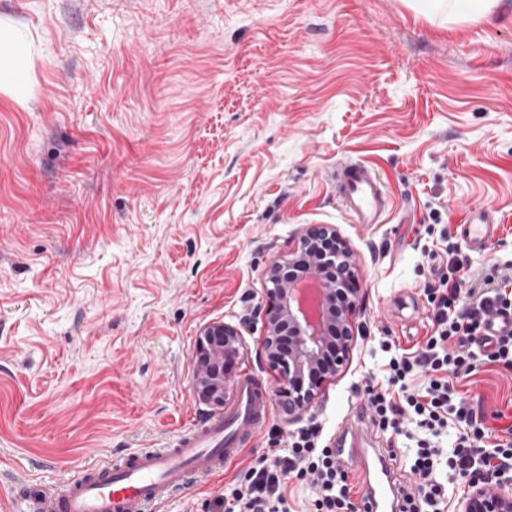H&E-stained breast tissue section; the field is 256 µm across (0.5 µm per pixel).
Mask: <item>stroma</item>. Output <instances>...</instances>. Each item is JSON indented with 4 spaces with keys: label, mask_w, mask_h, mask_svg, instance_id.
Returning <instances> with one entry per match:
<instances>
[{
    "label": "stroma",
    "mask_w": 512,
    "mask_h": 512,
    "mask_svg": "<svg viewBox=\"0 0 512 512\" xmlns=\"http://www.w3.org/2000/svg\"><path fill=\"white\" fill-rule=\"evenodd\" d=\"M0 512L93 463L168 447L224 414L193 389L214 321L244 336L236 378L274 388L257 350L267 270L311 224L356 254L364 304L352 360L300 420L272 410L227 469L150 512H224V486L290 433L332 445L382 384L379 340L429 329L423 291L448 232L495 210L473 280L512 261V0L487 19L405 0H0ZM373 167L379 224L337 204V162ZM511 424L512 369L459 384Z\"/></svg>",
    "instance_id": "obj_1"
}]
</instances>
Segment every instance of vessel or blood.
Listing matches in <instances>:
<instances>
[{"label": "vessel or blood", "instance_id": "obj_1", "mask_svg": "<svg viewBox=\"0 0 512 512\" xmlns=\"http://www.w3.org/2000/svg\"><path fill=\"white\" fill-rule=\"evenodd\" d=\"M342 208L360 224L380 223L390 198L379 175L361 163L340 164L335 173ZM499 231L494 210L467 218L457 234L472 251H486ZM272 410L267 389L252 379L239 385L237 402L224 416L191 424L167 448L139 450L115 462L88 468L77 480L53 493H38L37 512H147L151 504L170 497L189 476H210L235 461L252 431L260 429ZM364 405H357L346 419L336 442L337 455L356 466H369L375 480L367 484L365 512H406L389 456L368 450L370 435L363 425Z\"/></svg>", "mask_w": 512, "mask_h": 512}]
</instances>
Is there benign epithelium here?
<instances>
[{
	"mask_svg": "<svg viewBox=\"0 0 512 512\" xmlns=\"http://www.w3.org/2000/svg\"><path fill=\"white\" fill-rule=\"evenodd\" d=\"M298 256L307 263L301 276L293 273ZM268 283L260 306L265 328L261 353L278 372L275 397L293 421L349 360L357 332L353 317L360 305L357 257L335 228L311 225L295 256L269 267ZM242 348L238 328L219 321L202 328L192 351L200 400L224 404ZM511 484L512 477L504 473L491 482L473 479L462 512H512V494L506 491Z\"/></svg>",
	"mask_w": 512,
	"mask_h": 512,
	"instance_id": "7a95c632",
	"label": "benign epithelium"
}]
</instances>
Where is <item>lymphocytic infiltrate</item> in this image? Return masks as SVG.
Instances as JSON below:
<instances>
[{"mask_svg":"<svg viewBox=\"0 0 512 512\" xmlns=\"http://www.w3.org/2000/svg\"><path fill=\"white\" fill-rule=\"evenodd\" d=\"M448 252L437 284L424 286L431 335L410 353L381 341L386 383L365 387L374 425L408 442L404 462L417 482L406 497L417 512H446L454 481L512 471V438L492 435L479 404L458 391L459 379L482 364L512 367V335L484 333L489 318L512 306V299L488 278L467 285V258L453 245ZM418 377L423 383L416 388ZM320 439L312 426L289 436L287 447L255 458L242 480L225 487V512H288L285 490L295 477L308 478L314 512H356L349 473L330 448L320 447Z\"/></svg>","mask_w":512,"mask_h":512,"instance_id":"obj_1","label":"lymphocytic infiltrate"}]
</instances>
